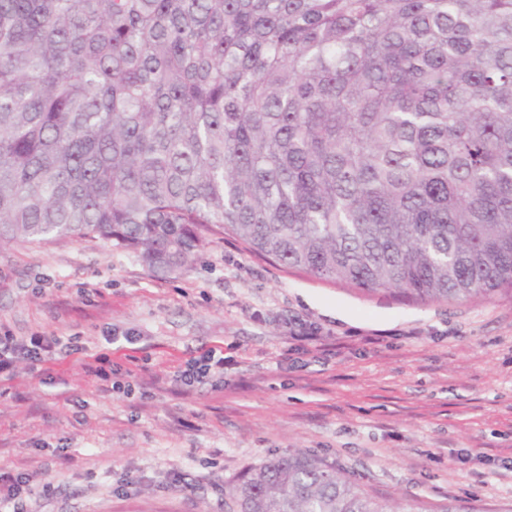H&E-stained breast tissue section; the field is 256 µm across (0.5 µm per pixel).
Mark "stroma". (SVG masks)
I'll use <instances>...</instances> for the list:
<instances>
[{
  "mask_svg": "<svg viewBox=\"0 0 512 512\" xmlns=\"http://www.w3.org/2000/svg\"><path fill=\"white\" fill-rule=\"evenodd\" d=\"M78 354L0 390V471L26 512H224V488L301 449L391 512H512V292L415 303L212 239L156 276L99 239L0 247V330ZM224 349V381L173 376ZM107 355L110 381L83 367ZM131 382L132 394L112 390Z\"/></svg>",
  "mask_w": 512,
  "mask_h": 512,
  "instance_id": "obj_1",
  "label": "stroma"
}]
</instances>
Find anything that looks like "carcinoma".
Returning a JSON list of instances; mask_svg holds the SVG:
<instances>
[{"instance_id": "obj_1", "label": "carcinoma", "mask_w": 512, "mask_h": 512, "mask_svg": "<svg viewBox=\"0 0 512 512\" xmlns=\"http://www.w3.org/2000/svg\"><path fill=\"white\" fill-rule=\"evenodd\" d=\"M229 235L418 303L512 291V0H0V246ZM224 512H390L304 452Z\"/></svg>"}]
</instances>
